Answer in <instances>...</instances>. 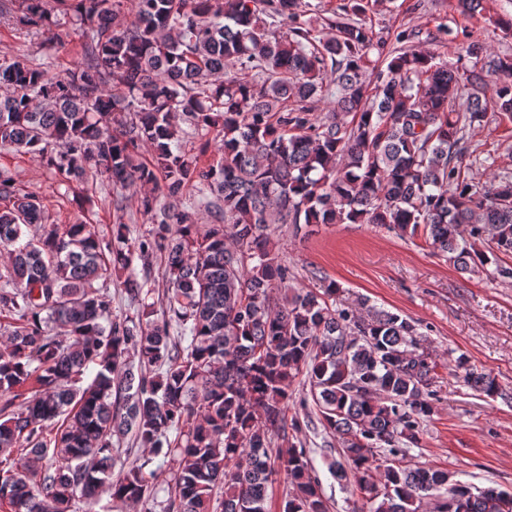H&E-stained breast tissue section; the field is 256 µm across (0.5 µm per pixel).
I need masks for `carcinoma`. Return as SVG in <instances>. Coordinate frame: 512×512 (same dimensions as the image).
Instances as JSON below:
<instances>
[{
  "label": "carcinoma",
  "mask_w": 512,
  "mask_h": 512,
  "mask_svg": "<svg viewBox=\"0 0 512 512\" xmlns=\"http://www.w3.org/2000/svg\"><path fill=\"white\" fill-rule=\"evenodd\" d=\"M303 0H0V13L81 53L61 73L0 57V150L67 185L131 192L147 233L49 219L0 166V508L77 512L106 494L143 512H329L288 418L306 374L330 469L353 474L361 512H512V494L411 465L433 414L435 365L416 325L332 304L337 287H288L268 229L375 224L421 238L463 273L512 279V178L470 176L467 131L512 120V57L450 67L384 41L361 19L315 35ZM377 58H371L372 53ZM494 97L487 98L488 77ZM222 134L207 166L189 137ZM196 190L197 207L177 201ZM39 225L40 233L26 230ZM164 260L162 319L148 302ZM140 261L141 267L135 266ZM134 313L112 314V282ZM100 286H95V283ZM279 289V296L272 290ZM466 385L500 393L458 360ZM131 436L147 454L128 461ZM282 444H277V441ZM159 463H154L156 458Z\"/></svg>",
  "instance_id": "carcinoma-1"
}]
</instances>
